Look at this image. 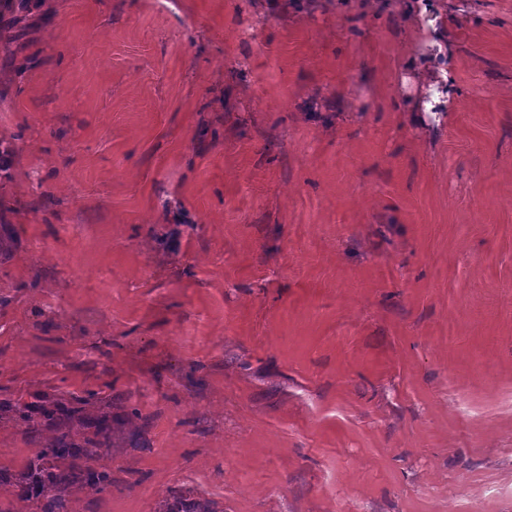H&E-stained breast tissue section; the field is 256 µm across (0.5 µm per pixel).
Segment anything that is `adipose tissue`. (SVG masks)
Returning <instances> with one entry per match:
<instances>
[{
  "instance_id": "1",
  "label": "adipose tissue",
  "mask_w": 512,
  "mask_h": 512,
  "mask_svg": "<svg viewBox=\"0 0 512 512\" xmlns=\"http://www.w3.org/2000/svg\"><path fill=\"white\" fill-rule=\"evenodd\" d=\"M402 9L423 23L424 34L430 47V61L436 78L428 84V97L417 104L419 116L445 111L452 93L453 78L448 71V59L452 54L442 29L440 6L437 0H400Z\"/></svg>"
}]
</instances>
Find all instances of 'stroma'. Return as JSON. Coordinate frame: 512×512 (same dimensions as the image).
<instances>
[{
  "instance_id": "obj_1",
  "label": "stroma",
  "mask_w": 512,
  "mask_h": 512,
  "mask_svg": "<svg viewBox=\"0 0 512 512\" xmlns=\"http://www.w3.org/2000/svg\"><path fill=\"white\" fill-rule=\"evenodd\" d=\"M0 7V402L109 413L73 512H512V0ZM53 431L0 418V467ZM438 0H400L402 9L416 18L425 21L422 26L430 51V61L436 79L428 84L426 93L429 99H423L416 106V119L424 121V116H434L435 112H445L448 97L452 93L454 80L448 71V58L452 50L444 38ZM213 502L194 497L190 492L179 493L167 500L159 512H217Z\"/></svg>"
}]
</instances>
